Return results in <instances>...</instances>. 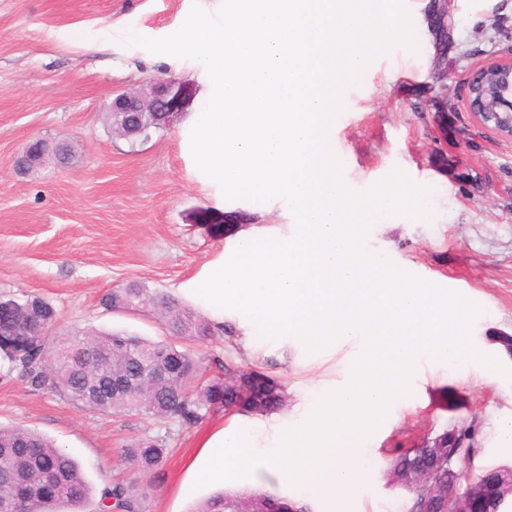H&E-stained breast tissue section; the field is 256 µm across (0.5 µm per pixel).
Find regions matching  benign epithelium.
<instances>
[{"label":"benign epithelium","mask_w":512,"mask_h":512,"mask_svg":"<svg viewBox=\"0 0 512 512\" xmlns=\"http://www.w3.org/2000/svg\"><path fill=\"white\" fill-rule=\"evenodd\" d=\"M433 10L426 17L433 37V44L448 45V34L453 28L448 12L447 0H432ZM189 97V90L175 78H160L144 91H132L117 95L107 107L112 117H122L130 113L140 116L141 133L149 131V126L158 122L170 125ZM468 103L475 120L482 126L512 138V57L492 61L470 75L468 81ZM58 155L69 151V143L63 139L49 145L41 138L28 141L17 158L34 165L43 160L49 149ZM445 461L429 455L417 470L415 481L422 484L426 498L433 499L439 512H490V502L504 486L512 484L511 478L492 489V493H481L470 499L459 494L455 482L441 484L436 477Z\"/></svg>","instance_id":"obj_1"}]
</instances>
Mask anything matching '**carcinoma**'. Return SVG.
Masks as SVG:
<instances>
[{"instance_id": "obj_1", "label": "carcinoma", "mask_w": 512, "mask_h": 512, "mask_svg": "<svg viewBox=\"0 0 512 512\" xmlns=\"http://www.w3.org/2000/svg\"><path fill=\"white\" fill-rule=\"evenodd\" d=\"M24 313L34 307L39 320L51 322L55 309L44 299H13ZM112 308L151 311L160 317L169 339L155 341L125 332L100 333L92 328L69 331L53 338L33 336L32 327L19 318L12 334L4 336L0 354L21 368L27 384L35 389L51 386L81 406L103 412L176 416L186 423L203 417L202 410L224 409L264 415L286 404L282 384L269 379L258 393L249 392L251 369L224 364V373L201 382V366L186 341L202 342L216 336L207 318L163 293L131 282L104 298ZM125 378L128 384L111 386ZM473 425L443 432L417 448L397 453L389 462L386 479L406 489L408 512L420 509L419 496L409 486L419 456L427 451L441 457L453 455L462 472L460 486L468 494L493 485L497 469L475 472L471 468ZM167 448L162 441L138 437L120 448V456L133 478L101 491L95 512H145L152 486L144 479L162 465ZM91 487L77 462L65 449L45 436L17 428H0V512H86ZM280 512H310L286 497L259 490L216 492L193 512H260L267 503Z\"/></svg>"}]
</instances>
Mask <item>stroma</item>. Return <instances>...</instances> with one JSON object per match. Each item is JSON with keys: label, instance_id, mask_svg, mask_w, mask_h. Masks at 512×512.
<instances>
[{"label": "stroma", "instance_id": "35a3bbf8", "mask_svg": "<svg viewBox=\"0 0 512 512\" xmlns=\"http://www.w3.org/2000/svg\"><path fill=\"white\" fill-rule=\"evenodd\" d=\"M216 13L221 0H0V296L38 295L58 313L57 329L168 336L151 312H113L102 305L129 282L179 297L205 264L243 229H288V204L229 201L205 181L184 148V125L207 103L198 60L150 53L129 34L162 38L177 31L193 4ZM457 36L436 56L425 29L415 48L396 46L343 94L332 135L348 189L363 193L399 171L429 186L425 222L398 215L371 225L367 250L410 275L460 289L480 308L471 336L499 369L477 361L422 365L414 392L393 402L371 439L372 471L347 512H405V491L386 485L397 452L477 421L474 470L512 465V448L494 423L512 418V369L497 341L512 335V139L483 127L468 107L470 74L512 55V8L472 13L451 9ZM81 39H73V32ZM448 74V148L435 146L434 70ZM174 77L193 96L176 121L149 140L113 136L105 106L113 95ZM33 138L68 139L69 164L15 172L13 158ZM210 223H200L204 214ZM363 341L342 340L311 352L294 340L240 336L190 343L207 375L224 361L256 368L284 385L278 411L289 422L305 397L340 384ZM247 414L210 411L197 423L91 411L62 392L30 388L0 359V427L38 432L79 463L94 492L126 481L118 450L129 440L162 439L169 454L152 476L146 512H190L214 487H195L187 464L218 424L250 422Z\"/></svg>", "mask_w": 512, "mask_h": 512}]
</instances>
